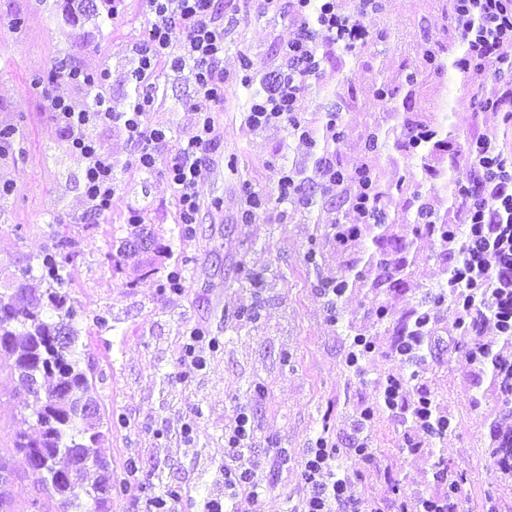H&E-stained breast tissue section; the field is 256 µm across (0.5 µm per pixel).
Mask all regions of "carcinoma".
Returning a JSON list of instances; mask_svg holds the SVG:
<instances>
[{
	"label": "carcinoma",
	"instance_id": "obj_1",
	"mask_svg": "<svg viewBox=\"0 0 512 512\" xmlns=\"http://www.w3.org/2000/svg\"><path fill=\"white\" fill-rule=\"evenodd\" d=\"M413 125L427 133L426 142L412 153L420 160L423 176L448 184V166H437L433 161L446 158L452 166L467 153L466 146L459 143L454 150H448L444 130L430 126L422 116L416 117ZM403 128L402 124L377 126L369 137L372 148L380 142L398 145ZM318 134L322 151L339 150L341 136L328 124H322ZM361 169L371 185V222L360 229L371 238L376 251L370 254L366 271L336 278V288L376 291L393 276L408 273L411 262L402 255L407 245L399 231L409 219L390 214L392 186L382 181L375 154L362 161ZM456 213L454 201L442 215L421 206L415 223L426 222L424 229L429 233L435 224L451 223ZM71 246V239L59 234L53 248L37 258L35 268L48 285L44 292L36 293L25 286L0 291V368L18 375L25 390L21 408L35 404L33 416L39 429L36 438L16 434L15 453L0 455V472L11 476L8 481H0V512H15L12 488L24 478L45 491H53L60 512H109L112 493L121 494L130 487L126 478L115 477L112 462L100 451L103 425L121 426L124 419H102L94 365L83 358L80 349L77 311L67 291V266L73 254L63 253ZM35 268L27 266L22 275ZM491 455L512 476V444H498L491 449Z\"/></svg>",
	"mask_w": 512,
	"mask_h": 512
}]
</instances>
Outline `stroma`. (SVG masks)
<instances>
[{
    "mask_svg": "<svg viewBox=\"0 0 512 512\" xmlns=\"http://www.w3.org/2000/svg\"><path fill=\"white\" fill-rule=\"evenodd\" d=\"M67 3L0 0V125L16 131L14 152L0 165L16 184L9 204L0 208V285L21 279L44 290L39 272H27V265L53 243L59 227L76 239L71 297L81 313L80 341L96 362L103 417L127 420L103 448L115 469L131 458L140 467L135 490L113 497L112 512H140L155 491L157 473L187 499L200 498L201 483L224 459V427L254 381L262 385L251 399L259 428L255 456L267 484L258 508L299 512L307 448L323 435L348 450L352 415L361 405L375 404L380 381L401 372L393 357L397 320L441 278L439 244L425 230L410 233L415 260L406 285L375 292L347 289L343 322L330 324L320 288L336 273L361 270L371 242L362 236L339 247L317 231L330 213L344 209L342 194L312 192L301 211L272 201L277 168L292 162L312 168L313 149L298 142L284 147V131L260 132L246 121L244 62L257 70L274 66L295 33L277 15L250 12L246 0L215 2L224 13V110L216 118L215 149L198 177L204 207L194 236L181 237L168 182L161 174L138 172L133 146L112 126L93 135L111 155L121 184L111 212L85 215L82 164L48 118L39 90L47 86L53 64L65 59L88 72L106 71L105 95L115 111L124 110L135 94L130 49L146 37L149 25L143 0H122L113 19L106 0H96L90 17L73 22L62 18ZM364 25L374 48L336 51L322 62L319 78L299 104L307 120L318 122L334 111L337 81L346 79L349 106L341 114L343 139L335 155L346 173L366 156L375 124H397L421 109L458 142L488 135L512 151V122L502 113L478 110L471 94L486 86L483 73L470 71L465 90L450 71L426 69L422 50L442 34L436 0H385L382 12L365 18ZM153 80L150 124L173 138L186 137L192 131L191 82L166 61L157 64ZM378 164L394 188L390 212L411 210L410 187L420 178L415 164L393 148L380 152ZM468 178L467 162L459 161L447 183L423 184L424 203L446 211ZM133 207L143 209L145 224L158 230L172 251L151 275L146 255L122 259L116 268L106 258L113 240L125 236ZM311 248L324 256L322 265L308 263ZM174 270L184 279L178 295L165 288ZM250 303L257 305L259 319L241 324L239 312ZM379 306L387 310L381 321L374 315ZM348 321L369 326L375 335L376 350L360 373L347 363ZM452 321V306L444 304L436 360L423 375L448 413V436L408 453L402 427L377 407L370 429L374 462L347 460L357 474L352 495L376 502L380 512H415L414 490L439 491L433 466L440 459L459 482L465 512H512V478L496 475L490 455L496 434L512 431V408L501 402L490 370L468 361L471 339L453 331ZM195 327L220 346L208 353L203 370L190 373L183 365L184 343ZM17 387L15 376L0 370L1 453L10 451L16 433L33 429V418L19 412Z\"/></svg>",
    "mask_w": 512,
    "mask_h": 512,
    "instance_id": "obj_1",
    "label": "stroma"
}]
</instances>
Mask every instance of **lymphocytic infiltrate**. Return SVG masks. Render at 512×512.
Instances as JSON below:
<instances>
[{"mask_svg":"<svg viewBox=\"0 0 512 512\" xmlns=\"http://www.w3.org/2000/svg\"><path fill=\"white\" fill-rule=\"evenodd\" d=\"M150 17L146 40L132 46L131 76L139 90L126 110L117 112L99 91L93 76L74 68L65 84L54 89L50 104L73 154L83 162L85 211L101 215L112 208L119 184L109 154L92 135L98 126H116L134 147L136 167L162 171L177 206V221L198 220L197 178L215 143V114L224 105V14L213 0H145ZM258 13L290 20L297 34L283 46L280 62L262 72L259 91L247 121L256 130L283 128L289 139L313 138L297 104L320 71L323 47L355 49L368 32L363 17L379 13L384 0H254ZM452 28L466 46V57L492 64L497 92L491 112H512V0H454ZM170 58L171 69L188 74L195 89L189 103L192 133L171 146L168 134L149 125L155 95L147 80L156 62ZM472 179L459 194V218L440 229L455 240L452 261L443 278L425 295L423 316L395 348L398 361L410 364L401 374L388 375L379 387V406L401 423L404 445L414 452L444 439L451 422L430 391L421 386L422 371L434 361L433 327L445 302H452L455 324L471 336L494 329V341H512V153L489 137L467 143ZM342 180L329 155L319 156L312 169L291 165L277 176V201L302 205L310 186L331 193ZM255 425L247 407H240L224 428V461L200 512H255L266 492L254 459ZM339 450L328 438L308 449L301 473L305 495L301 512H378L373 503H354L349 490L354 475L337 462Z\"/></svg>","mask_w":512,"mask_h":512,"instance_id":"f902f5d3","label":"lymphocytic infiltrate"}]
</instances>
